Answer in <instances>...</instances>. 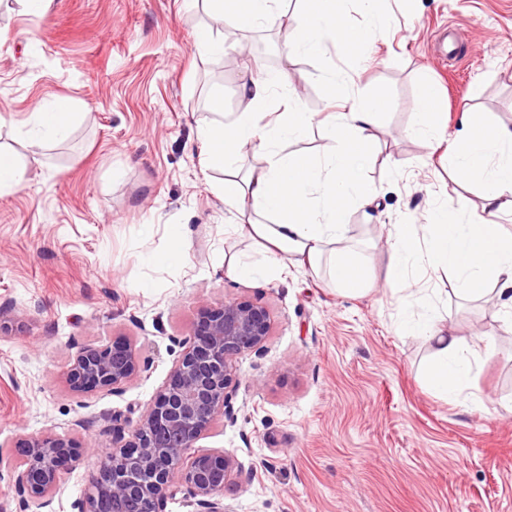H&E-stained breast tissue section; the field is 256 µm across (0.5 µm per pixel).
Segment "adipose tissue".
Segmentation results:
<instances>
[{
	"instance_id": "adipose-tissue-1",
	"label": "adipose tissue",
	"mask_w": 512,
	"mask_h": 512,
	"mask_svg": "<svg viewBox=\"0 0 512 512\" xmlns=\"http://www.w3.org/2000/svg\"><path fill=\"white\" fill-rule=\"evenodd\" d=\"M223 28L248 31L274 17L279 0H205ZM364 26H347L336 11V0H307L299 28L285 32L290 51L309 55L324 42L365 48V31L380 25L377 0H361ZM279 75L257 71L243 84V111L230 122L216 120L201 127L204 168L231 171L238 148L254 146L265 164L256 172L225 181L226 203L248 213L237 232L259 241L262 263L229 259L226 272L233 277H255L282 258H292L314 273H325L344 295H362L374 273L370 264L356 258L350 246L346 208L356 203L372 206L375 191L362 181L359 170L373 158L372 129L384 120L385 103L364 100L347 112L330 117V144L322 158H299L281 153L277 144L301 134L312 122L311 113L290 104L283 120L266 123L263 109ZM75 114L72 103L56 100L34 113L24 131L33 144L46 146L64 139ZM466 128L457 148L447 150L450 172L482 187L484 218L460 216L447 205L431 211L426 224H397L389 233L386 279L399 292L413 293L412 270L428 268L451 275L461 295L488 301H505L512 310V232L497 224L500 213L512 212V127L485 126L476 113L465 115ZM402 330L423 337L432 347L426 385L442 398L454 400L469 386L479 370L478 348L461 344L452 327L437 321L435 307L420 319H403Z\"/></svg>"
}]
</instances>
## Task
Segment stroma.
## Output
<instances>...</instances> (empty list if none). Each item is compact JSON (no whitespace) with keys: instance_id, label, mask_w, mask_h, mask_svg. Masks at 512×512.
<instances>
[{"instance_id":"obj_1","label":"stroma","mask_w":512,"mask_h":512,"mask_svg":"<svg viewBox=\"0 0 512 512\" xmlns=\"http://www.w3.org/2000/svg\"><path fill=\"white\" fill-rule=\"evenodd\" d=\"M382 26L364 52L330 43L314 56L283 49L301 0L273 21L228 40L251 45L200 58L194 29L214 25L189 0H51L45 15L0 0V144L25 165L23 190L0 196V512H39L15 485L18 438L45 431L82 449L51 512H74L96 464L112 450V414L133 429L191 338L200 311L227 299L257 302L271 316L263 355L243 356L235 421L195 444L226 451L238 466L224 487L233 512H512V328L498 307L462 297L452 279L412 277L449 318L461 343L480 348V371L454 401L431 393L432 353L401 333V305L385 281L392 224L426 223L435 202L471 216L481 188L465 183L408 135L418 86L437 82L456 143L463 113L512 126V0H380ZM284 79L270 109L296 99L314 121L282 152L322 155L324 120L352 99L380 97L376 158L361 172L377 197L349 207L350 235L376 280L343 296L309 268L288 265L258 279L224 272L225 257L258 262L232 229L236 211L204 169L200 125L210 101L240 111L247 60ZM71 99L76 118L45 148L18 131L33 112ZM185 246L172 258L171 225ZM132 344L137 374L116 393L72 392L65 372L86 346ZM485 407H474L473 397Z\"/></svg>"}]
</instances>
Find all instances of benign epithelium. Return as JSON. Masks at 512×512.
Instances as JSON below:
<instances>
[{
  "label": "benign epithelium",
  "mask_w": 512,
  "mask_h": 512,
  "mask_svg": "<svg viewBox=\"0 0 512 512\" xmlns=\"http://www.w3.org/2000/svg\"><path fill=\"white\" fill-rule=\"evenodd\" d=\"M266 307L229 299L199 314L193 337L158 392L127 434L112 428L115 449L99 461L77 512H114L136 501L142 512H164L165 500L186 492L196 512H234L220 494L236 466L233 455L198 454L194 444L222 416L234 420L232 389L239 383L237 360L262 354L270 335ZM138 370L132 347L114 340L80 349L67 382L77 393L116 392ZM24 468L16 472L20 492L46 508L59 490L63 472L79 457L78 445L52 434L17 444Z\"/></svg>",
  "instance_id": "1"
}]
</instances>
